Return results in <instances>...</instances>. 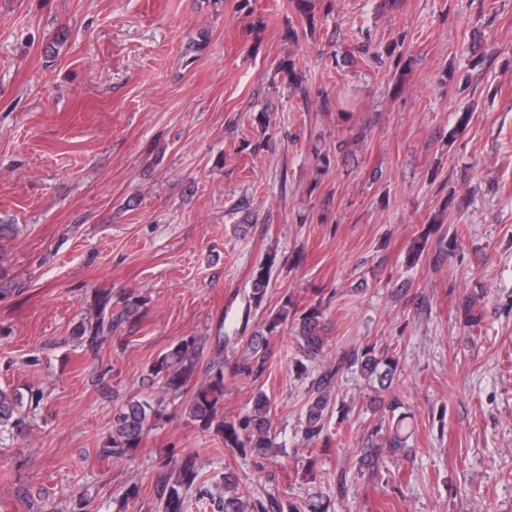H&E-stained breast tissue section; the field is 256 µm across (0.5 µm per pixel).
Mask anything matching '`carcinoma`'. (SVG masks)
Returning a JSON list of instances; mask_svg holds the SVG:
<instances>
[{
	"label": "carcinoma",
	"mask_w": 512,
	"mask_h": 512,
	"mask_svg": "<svg viewBox=\"0 0 512 512\" xmlns=\"http://www.w3.org/2000/svg\"><path fill=\"white\" fill-rule=\"evenodd\" d=\"M436 218H431L427 227L413 239L409 249V262H416L426 250L429 238L435 233ZM275 257L269 255L250 276L249 303L260 305L267 294L271 269ZM476 298L467 295L461 300L459 309L469 327L479 325L480 317L473 313ZM325 309L312 303L302 309L285 296L276 312L269 314L265 329L267 334H259L247 340L244 351L247 358L262 361L265 359L267 337L281 331L284 324L291 321L294 326L293 339L303 359L298 361V371L305 370L304 362L315 361L324 354V339L321 335L324 325ZM122 320V315H112V295L107 292L94 293L86 316L76 327L80 343L89 351L98 350L112 333L113 323ZM201 347L196 338L189 336L180 340L169 351L159 356L148 368L146 379L149 385L161 389L160 398L155 401L130 398L115 411L112 418V434L108 445L101 452L120 457L141 446L151 424L164 417L166 397L178 400L186 397L181 405L182 414L198 424L203 430L213 432L222 439L224 447L237 449L260 461L270 457L275 447L272 434L274 409L266 394L257 393L250 407L243 414L227 419L224 417V360L212 359L205 369H200ZM359 364L361 378L369 388L377 392L391 393L388 410L394 412L400 408L399 399L401 370L398 353L395 351L378 352L373 346H366L361 353L343 356L336 366L325 372L317 383L314 397L308 402L305 415V436L307 440L318 439L323 447H328L333 436L324 432L325 411L330 401V385L333 378L346 361ZM203 374L200 384L191 386V381ZM43 399L40 391L28 390V396L0 390V433L4 431H23L28 425V411L39 405ZM405 415L393 417L388 421L390 432L382 442L373 444L358 458L359 468L370 470L371 476L380 471L384 459L404 458L408 455L407 438L404 436ZM197 453L186 454L172 459L173 468L157 481V512H184L189 494L202 482L203 466ZM223 512H330L329 501L308 500L305 504L288 503V510L272 500L263 502L250 498L240 491L237 475L230 469L224 472Z\"/></svg>",
	"instance_id": "obj_1"
}]
</instances>
